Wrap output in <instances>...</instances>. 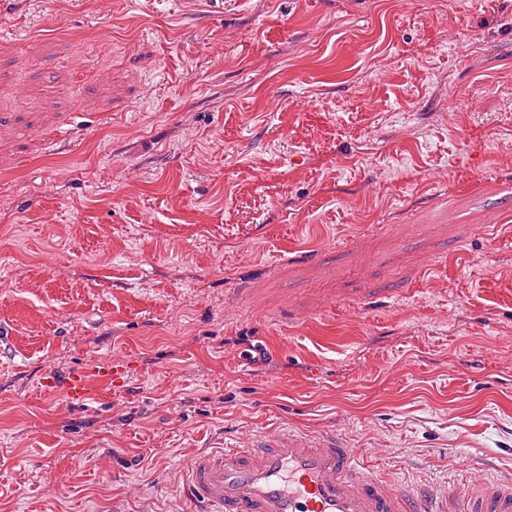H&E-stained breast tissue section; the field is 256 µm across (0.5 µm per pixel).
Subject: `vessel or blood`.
<instances>
[{
  "mask_svg": "<svg viewBox=\"0 0 512 512\" xmlns=\"http://www.w3.org/2000/svg\"><path fill=\"white\" fill-rule=\"evenodd\" d=\"M123 373L120 361L96 360L61 383L47 376L43 385L63 387L80 404L89 376L117 381ZM187 492L197 512H435L436 500L374 478L358 449L333 431H260L200 454L188 469ZM456 512H512V486L480 482Z\"/></svg>",
  "mask_w": 512,
  "mask_h": 512,
  "instance_id": "b4317fda",
  "label": "vessel or blood"
}]
</instances>
